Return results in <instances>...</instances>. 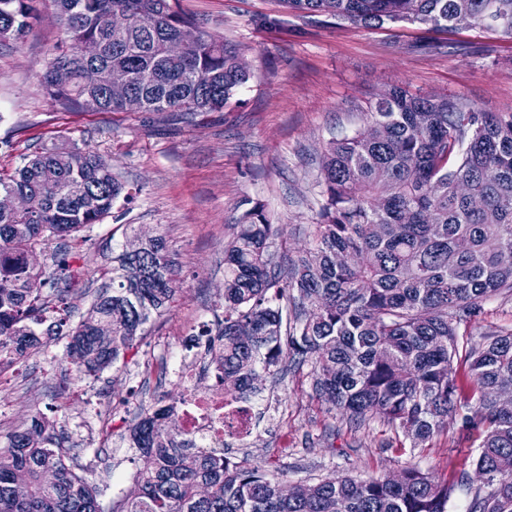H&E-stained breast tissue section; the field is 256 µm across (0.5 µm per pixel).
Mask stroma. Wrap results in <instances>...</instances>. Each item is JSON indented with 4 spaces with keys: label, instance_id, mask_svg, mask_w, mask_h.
Instances as JSON below:
<instances>
[{
    "label": "stroma",
    "instance_id": "1",
    "mask_svg": "<svg viewBox=\"0 0 512 512\" xmlns=\"http://www.w3.org/2000/svg\"><path fill=\"white\" fill-rule=\"evenodd\" d=\"M177 6L203 30L243 48L252 77L236 106L187 121L168 113L64 112L52 107L39 81L61 36L52 19L23 42L0 45V175L43 149L76 146L102 155L133 194L70 238L68 275L53 267L50 249L29 256L68 289L69 327L86 318L95 292L110 284L112 258L122 250L163 237L176 270L170 310L151 317L114 366L87 377L88 391L76 388L63 336L0 369V435L44 414L68 434L76 471L97 486L104 512L137 491L145 459L130 435L139 411L176 407L183 397L182 385L162 371L168 348L189 345L224 316V246L244 210L263 205L279 226L274 251L297 260L312 245L326 147L363 128L370 104L393 86L512 114V39L490 29L339 26L325 16L288 13L282 0H177ZM266 18L273 26L263 27ZM480 308L459 328L463 349L512 330V293L492 294ZM258 385L265 415L248 441L224 452L284 484L380 477L410 463L441 478L472 475L478 440L459 422H449L425 447L404 449L382 419L357 429L319 398L310 365L285 360ZM99 403L112 405L114 414L104 439L91 443L76 424ZM485 488L472 475L448 512H467Z\"/></svg>",
    "mask_w": 512,
    "mask_h": 512
}]
</instances>
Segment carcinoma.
Here are the masks:
<instances>
[{"instance_id":"cac0c4a2","label":"carcinoma","mask_w":512,"mask_h":512,"mask_svg":"<svg viewBox=\"0 0 512 512\" xmlns=\"http://www.w3.org/2000/svg\"><path fill=\"white\" fill-rule=\"evenodd\" d=\"M294 11L320 13L336 24H418L429 29L488 28L512 38V0H283ZM63 37L51 62L71 68L59 86L41 83L53 107L86 112L193 116L237 103L250 77L239 46L203 30L180 57L167 42L189 27L174 0H51ZM121 11L130 21L112 26ZM39 18L37 0H0V43L24 40ZM99 54L82 57L84 42ZM99 73L96 84L83 71ZM124 90L111 87L115 72ZM323 203L313 245L282 269L270 251L278 228L262 207L245 210L224 247V321L214 376L224 390L255 389L259 370L284 355L311 364L319 397L357 426L378 416L417 448L460 418L482 437L475 469L490 490L476 493L469 512H512V407L496 394L512 391V331L460 353L458 329L492 293L512 292V115L506 117L451 95L413 96L394 88L370 107L367 125L333 141L321 161ZM468 184L499 222L484 223L461 190ZM24 192L23 214L0 213V366L62 335L66 319L41 326L49 313L68 312L65 288L49 294L45 273L29 262L56 243L54 265L67 269V237L129 197L101 156L80 148L26 157L0 193ZM344 254L342 264L337 256ZM174 269L163 238L124 251L112 266V287L95 297L89 316L71 333L66 355L79 375L115 364L152 315L168 310ZM294 307L283 318L281 300ZM247 327L251 335H239ZM164 415L146 413L131 440L147 466L138 493L111 512H447L467 473L438 480L415 465L389 477L329 479L284 498L268 471L214 455L177 439ZM67 436L46 417L7 436L0 452V512H102L97 488L74 468ZM26 490H13L14 472ZM51 470L55 481L47 483Z\"/></svg>"}]
</instances>
